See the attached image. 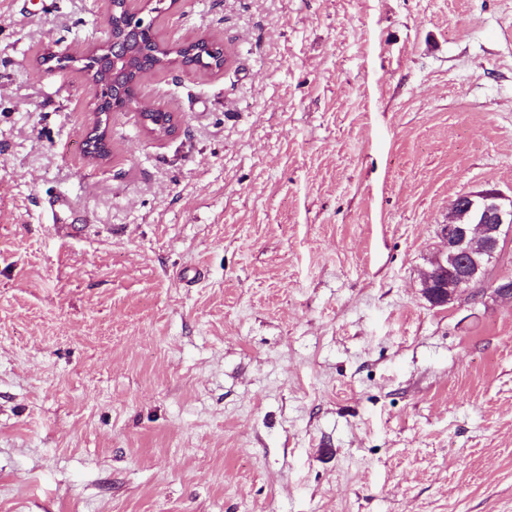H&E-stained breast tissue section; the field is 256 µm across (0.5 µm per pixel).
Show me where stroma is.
Returning <instances> with one entry per match:
<instances>
[{"label":"stroma","instance_id":"35a3bbf8","mask_svg":"<svg viewBox=\"0 0 512 512\" xmlns=\"http://www.w3.org/2000/svg\"><path fill=\"white\" fill-rule=\"evenodd\" d=\"M107 0H0V512H512V234L421 293L452 200L512 197V0H182L116 112L44 47ZM65 195L69 208L49 200ZM139 121L143 131L155 139H165L179 131V124L176 116L158 107L153 108L139 106L137 110ZM152 112H149L151 111Z\"/></svg>","mask_w":512,"mask_h":512}]
</instances>
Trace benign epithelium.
<instances>
[{
	"label": "benign epithelium",
	"mask_w": 512,
	"mask_h": 512,
	"mask_svg": "<svg viewBox=\"0 0 512 512\" xmlns=\"http://www.w3.org/2000/svg\"><path fill=\"white\" fill-rule=\"evenodd\" d=\"M108 5L105 17L107 37L82 55L91 63V68L83 74L95 100V119L83 137L85 157L93 163H104L110 156L108 128L104 127L102 117L111 115L108 102L116 91L117 81L128 76L141 81L145 74L136 66L137 54L131 50L127 35L145 29L148 26L146 19L136 13L117 29L115 19L126 11L129 0H108ZM46 57L57 60L48 68L50 72L66 71L77 60L73 55L47 48L37 59V64L44 65ZM137 113L143 131L150 137L165 139L179 131L178 120L170 112L158 107L140 106ZM452 210L455 213L464 211L470 215V220L461 222L455 219L441 225L443 248L438 250L433 267L424 273L421 280V292L434 306L450 304L461 291L482 282L487 264L497 256L507 229L512 228V200L496 190L467 195L452 202Z\"/></svg>",
	"instance_id": "7a95c632"
}]
</instances>
